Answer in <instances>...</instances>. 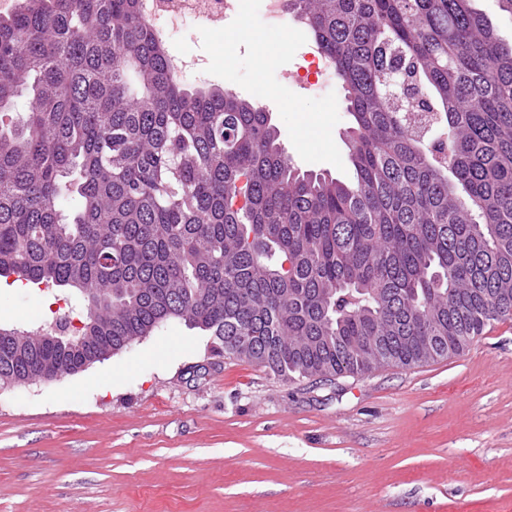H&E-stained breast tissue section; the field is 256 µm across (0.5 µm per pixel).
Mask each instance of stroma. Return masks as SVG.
<instances>
[{
    "instance_id": "stroma-1",
    "label": "stroma",
    "mask_w": 512,
    "mask_h": 512,
    "mask_svg": "<svg viewBox=\"0 0 512 512\" xmlns=\"http://www.w3.org/2000/svg\"><path fill=\"white\" fill-rule=\"evenodd\" d=\"M314 41L244 12L187 25L194 71L270 112L293 164L348 179L340 96L292 74ZM82 320L0 278V326ZM179 321L84 371L0 391V512H512V320L462 354L288 382Z\"/></svg>"
}]
</instances>
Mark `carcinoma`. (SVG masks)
I'll use <instances>...</instances> for the list:
<instances>
[{
    "instance_id": "carcinoma-1",
    "label": "carcinoma",
    "mask_w": 512,
    "mask_h": 512,
    "mask_svg": "<svg viewBox=\"0 0 512 512\" xmlns=\"http://www.w3.org/2000/svg\"><path fill=\"white\" fill-rule=\"evenodd\" d=\"M332 60L352 178L266 109L169 74L140 0L0 16V277L78 293L0 380L74 375L179 320L293 381L448 356L512 319V47L474 0H288Z\"/></svg>"
}]
</instances>
